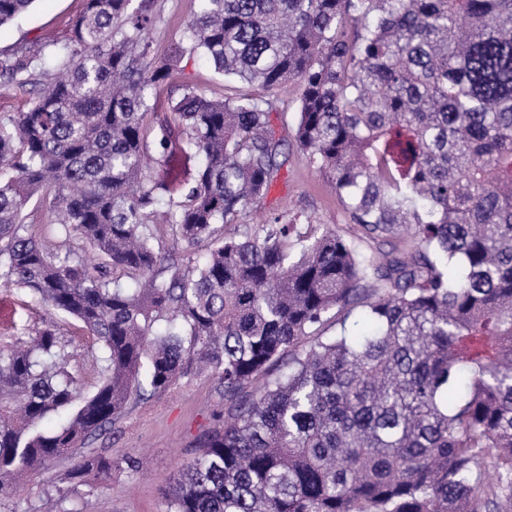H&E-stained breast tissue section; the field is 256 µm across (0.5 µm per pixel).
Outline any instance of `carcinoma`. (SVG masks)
<instances>
[{"label":"carcinoma","mask_w":512,"mask_h":512,"mask_svg":"<svg viewBox=\"0 0 512 512\" xmlns=\"http://www.w3.org/2000/svg\"><path fill=\"white\" fill-rule=\"evenodd\" d=\"M33 2L0 0V26ZM197 4L191 49L263 94L184 86L179 123L151 141L179 52L153 57L147 4L85 0L67 36L0 57V86L33 93L0 117V284L100 349L83 397L53 322L0 348V497L131 399L209 371L224 410L167 512H512V0ZM287 82L297 147L331 178L350 236L273 213L164 264L153 225L194 247L268 194ZM177 152L196 160L178 202L148 165ZM36 196L106 265L28 234ZM118 466L89 455L64 481Z\"/></svg>","instance_id":"carcinoma-1"}]
</instances>
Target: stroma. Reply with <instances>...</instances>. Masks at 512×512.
Returning a JSON list of instances; mask_svg holds the SVG:
<instances>
[{
	"instance_id": "35a3bbf8",
	"label": "stroma",
	"mask_w": 512,
	"mask_h": 512,
	"mask_svg": "<svg viewBox=\"0 0 512 512\" xmlns=\"http://www.w3.org/2000/svg\"><path fill=\"white\" fill-rule=\"evenodd\" d=\"M151 5L154 22L148 37L156 58H165L177 48L182 51L175 79L161 88V99L177 97L185 85L217 97L239 91V84L225 81L200 53L181 48L183 31L196 10L195 0H151ZM83 8L84 0H35L28 13L0 26V54L35 45L48 32L64 36ZM277 95L289 104L287 112L273 116L276 135L285 143L286 161L275 174L269 193L258 203L256 216L238 224L217 225V237L242 234L255 228L257 217L281 212L301 215L311 224L338 232L346 227L344 209L334 190L293 139L298 86L285 85ZM50 319L71 342L70 366L79 374L82 391L92 392L99 373L88 349L89 339L79 324L65 314L48 311L24 290L0 287V346L27 340ZM223 407V390L208 374L181 379L170 393L150 403L130 402L121 419L86 440L77 452L140 458L144 470H115L111 478L97 481L94 490L69 495L67 507L78 512H166L165 487L194 457L198 438ZM71 463V458L59 459L23 480L17 492L0 499V512H42L47 497L57 496L58 476Z\"/></svg>"
}]
</instances>
